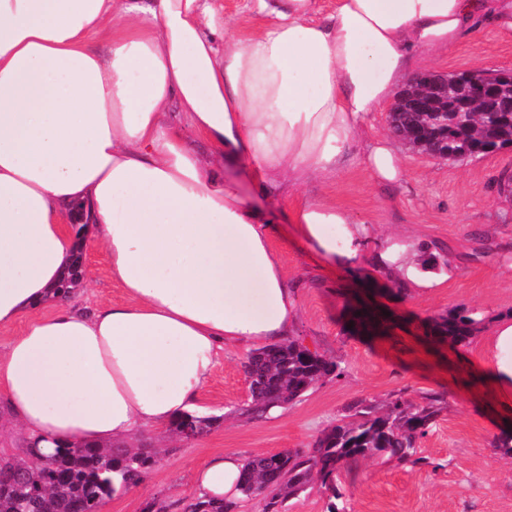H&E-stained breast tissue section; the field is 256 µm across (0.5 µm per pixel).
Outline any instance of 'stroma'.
<instances>
[{"instance_id": "obj_1", "label": "stroma", "mask_w": 512, "mask_h": 512, "mask_svg": "<svg viewBox=\"0 0 512 512\" xmlns=\"http://www.w3.org/2000/svg\"><path fill=\"white\" fill-rule=\"evenodd\" d=\"M512 70V34L484 24L450 49L415 55L419 72ZM401 183L374 182L353 162L327 183L311 182L298 194L273 200L277 224L272 245L295 288L298 321L294 337L335 361L339 375L317 383L299 401L261 417L247 414L243 364L248 346L228 347L202 393V403L221 423L195 440L171 433H145L162 453L157 465L132 490L106 501L102 512H142L145 502H175L195 492L193 473L212 456L312 448L351 404H383L395 396L414 405L436 400L438 416L419 443L420 460L398 464L373 456L342 471V497L321 483L290 499L287 512H512V458L496 450L504 417L498 396L481 386L471 363L484 354L490 325L512 316V193L501 190L512 176V148L464 162L438 160L400 144ZM325 198L349 210L372 241L404 238L417 246L415 262L436 281L418 289L384 281L364 270H330L312 257L290 222L298 198ZM91 282L80 302L94 308L123 303L102 249L83 252ZM389 312L391 330L369 338L347 330L355 297ZM479 309L485 328L457 348L429 344L422 324L460 308Z\"/></svg>"}]
</instances>
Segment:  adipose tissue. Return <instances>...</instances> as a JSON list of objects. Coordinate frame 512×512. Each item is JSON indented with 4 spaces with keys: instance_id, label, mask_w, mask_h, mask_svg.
<instances>
[{
    "instance_id": "adipose-tissue-1",
    "label": "adipose tissue",
    "mask_w": 512,
    "mask_h": 512,
    "mask_svg": "<svg viewBox=\"0 0 512 512\" xmlns=\"http://www.w3.org/2000/svg\"><path fill=\"white\" fill-rule=\"evenodd\" d=\"M242 34L221 0H0V401L39 455L75 441L130 444L200 411L230 344L288 341L297 295L256 194L326 182L359 157L403 179L393 140H364L417 49L479 21L512 33V0H250ZM103 34V44L91 37ZM201 137V154L191 143ZM291 223L324 265L370 259L404 276V251L366 254L359 222L326 199ZM106 252L128 300L87 311L56 287L77 247ZM476 370L512 405V318ZM243 461L196 469L199 495L237 500Z\"/></svg>"
}]
</instances>
